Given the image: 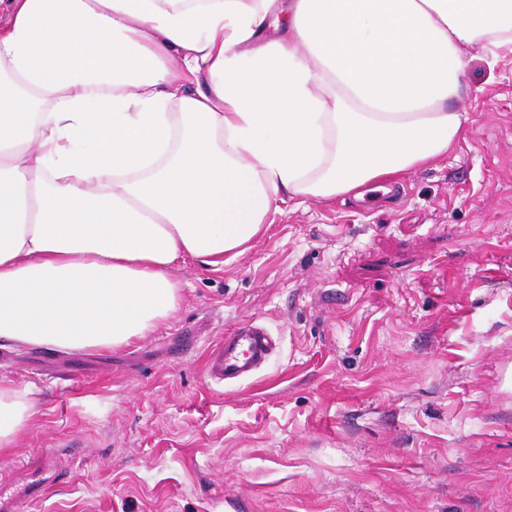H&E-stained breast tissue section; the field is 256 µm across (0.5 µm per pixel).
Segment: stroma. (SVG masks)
Masks as SVG:
<instances>
[{"mask_svg": "<svg viewBox=\"0 0 512 512\" xmlns=\"http://www.w3.org/2000/svg\"><path fill=\"white\" fill-rule=\"evenodd\" d=\"M448 155L290 199L219 267L178 265L164 325L116 349L0 342L38 413L0 480L81 460L20 512H512V54L473 59ZM254 321L278 347L218 384L207 352Z\"/></svg>", "mask_w": 512, "mask_h": 512, "instance_id": "35a3bbf8", "label": "stroma"}]
</instances>
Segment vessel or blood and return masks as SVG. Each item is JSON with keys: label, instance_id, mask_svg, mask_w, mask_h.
<instances>
[{"label": "vessel or blood", "instance_id": "b4317fda", "mask_svg": "<svg viewBox=\"0 0 512 512\" xmlns=\"http://www.w3.org/2000/svg\"><path fill=\"white\" fill-rule=\"evenodd\" d=\"M277 348L268 330L257 323L243 324L227 332L208 354L206 373L215 382H240L267 364Z\"/></svg>", "mask_w": 512, "mask_h": 512}]
</instances>
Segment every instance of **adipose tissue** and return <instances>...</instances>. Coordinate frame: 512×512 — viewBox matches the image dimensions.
I'll return each mask as SVG.
<instances>
[{
	"instance_id": "obj_1",
	"label": "adipose tissue",
	"mask_w": 512,
	"mask_h": 512,
	"mask_svg": "<svg viewBox=\"0 0 512 512\" xmlns=\"http://www.w3.org/2000/svg\"><path fill=\"white\" fill-rule=\"evenodd\" d=\"M512 0H0V340L114 348L238 256L465 135ZM37 412L0 386V447Z\"/></svg>"
}]
</instances>
